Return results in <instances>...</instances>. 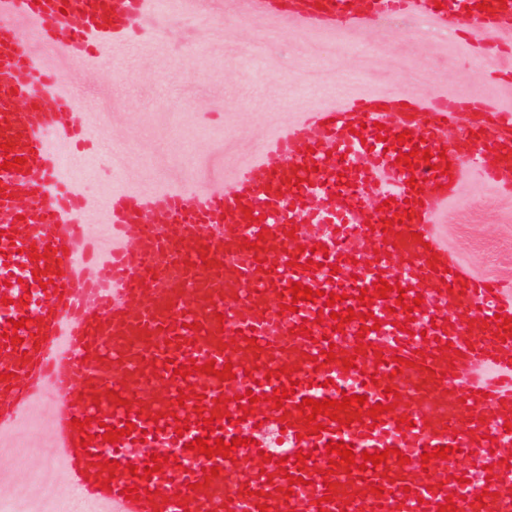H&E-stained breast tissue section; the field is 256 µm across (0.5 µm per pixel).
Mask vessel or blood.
<instances>
[{
    "instance_id": "1",
    "label": "vessel or blood",
    "mask_w": 512,
    "mask_h": 512,
    "mask_svg": "<svg viewBox=\"0 0 512 512\" xmlns=\"http://www.w3.org/2000/svg\"><path fill=\"white\" fill-rule=\"evenodd\" d=\"M477 3L259 0V7L319 29L355 28L384 6L445 29L512 30V0H494L487 11ZM146 13V0H0V144L24 160L0 169V432L54 392V448L72 481V512H438L449 498L457 512H512V433L504 428L512 418V334L498 335L500 318H512V285L464 271L436 230L468 171L512 193V114L451 142L447 132L464 116L489 112L485 100L352 99L307 112L224 191L116 195L112 245L90 276L79 261L83 202L69 192L59 154L44 139L52 130L64 142H83L74 114L79 98L58 93L60 74L31 50L15 18L34 21L45 45L79 61L103 45L127 47ZM69 16L80 24L62 42ZM382 130L384 142L377 139ZM405 131L419 145L398 144ZM425 150L431 160H423ZM403 152L413 153L412 166L399 162ZM339 159L352 188L331 196L320 173ZM412 177L422 190L408 186ZM404 211L411 220L396 223ZM387 219L398 233L393 243L384 239ZM257 240L261 250H249ZM382 279L393 290L374 299L372 319L362 320L367 308L358 295ZM293 282L315 290L314 299L293 302ZM330 292L340 297L334 312L354 310L355 320L338 326L319 318ZM401 296L413 310L397 307ZM291 303L296 312L288 311ZM464 306L467 316L449 318ZM20 319L25 327L14 328ZM306 319L309 336L299 333ZM12 331L19 343H11ZM328 348L334 361L315 366ZM347 358L354 361L349 370ZM191 359L197 372L175 375ZM209 361L219 370L232 363L233 377L203 373ZM282 367L287 375H279ZM478 368L486 378L473 379ZM293 377L294 394L275 408L269 394ZM249 390L257 400L246 415L238 397ZM345 394L387 405L382 424L356 422L348 407L321 415L324 431L306 435L302 399ZM117 396L123 405H114ZM200 414L213 418L215 437L228 443L240 436L248 446L229 458L188 450L205 435ZM76 418L92 421L88 448L80 446ZM401 419L412 428H398ZM108 425L130 433L104 442ZM277 438L282 447H273ZM331 441L357 455L389 456L362 471L333 468L325 449ZM447 445L455 449L448 459L422 464L423 453ZM263 451L271 460L260 459ZM155 453L172 463L151 479L131 478L128 465L145 468ZM469 457L479 471L460 468ZM101 459L119 463L106 490L96 480ZM211 467L218 476H205ZM291 475L299 483L289 484ZM134 484L145 496L126 499L125 487Z\"/></svg>"
}]
</instances>
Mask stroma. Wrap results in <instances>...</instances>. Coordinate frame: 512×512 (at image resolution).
Here are the masks:
<instances>
[{
    "mask_svg": "<svg viewBox=\"0 0 512 512\" xmlns=\"http://www.w3.org/2000/svg\"><path fill=\"white\" fill-rule=\"evenodd\" d=\"M164 27L144 23L145 48L103 49L80 64L32 42L82 105L74 149L47 134L68 182L86 202V237L108 236L114 194L223 191L267 141L304 113L353 98L396 94L466 100L484 94L512 113V79L485 57L482 32L463 26L438 39L374 17L344 34L317 32L258 9L252 0H167ZM443 246L470 274L512 282V195L467 174L441 217ZM53 395L18 421L0 446V499L15 512H65L71 487L50 449Z\"/></svg>",
    "mask_w": 512,
    "mask_h": 512,
    "instance_id": "1",
    "label": "stroma"
}]
</instances>
